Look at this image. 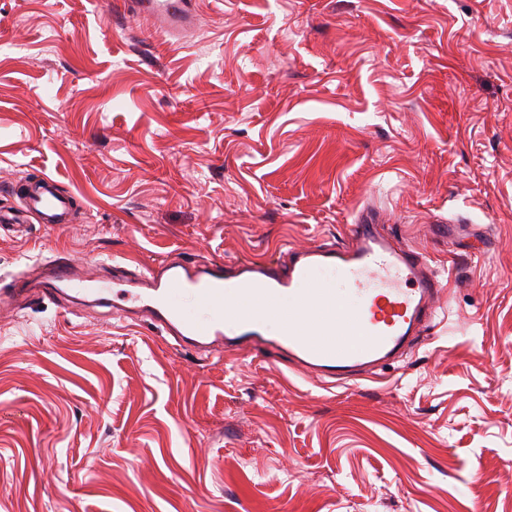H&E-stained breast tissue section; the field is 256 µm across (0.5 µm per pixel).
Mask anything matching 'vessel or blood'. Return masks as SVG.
I'll list each match as a JSON object with an SVG mask.
<instances>
[{
	"mask_svg": "<svg viewBox=\"0 0 512 512\" xmlns=\"http://www.w3.org/2000/svg\"><path fill=\"white\" fill-rule=\"evenodd\" d=\"M161 37L181 35L194 20L193 0H128ZM42 223H68L74 205L42 176L24 199ZM97 301L110 315L148 320L180 349L270 352L316 378L359 376L401 360L436 315L444 283L426 257L381 232L372 211L360 214L340 246L288 248L284 261L234 264L167 259L130 269L110 266ZM85 268L58 257L40 263L36 279L18 282L27 301L87 293ZM278 315L277 334L264 329Z\"/></svg>",
	"mask_w": 512,
	"mask_h": 512,
	"instance_id": "1",
	"label": "vessel or blood"
}]
</instances>
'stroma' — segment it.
I'll use <instances>...</instances> for the list:
<instances>
[{
  "instance_id": "35a3bbf8",
  "label": "stroma",
  "mask_w": 512,
  "mask_h": 512,
  "mask_svg": "<svg viewBox=\"0 0 512 512\" xmlns=\"http://www.w3.org/2000/svg\"><path fill=\"white\" fill-rule=\"evenodd\" d=\"M161 40L119 0H0V289L266 260L358 213L446 282L358 382L203 358L52 300L0 318V512H512V0H198ZM53 177L77 223L26 212ZM468 224L483 241L443 228Z\"/></svg>"
}]
</instances>
